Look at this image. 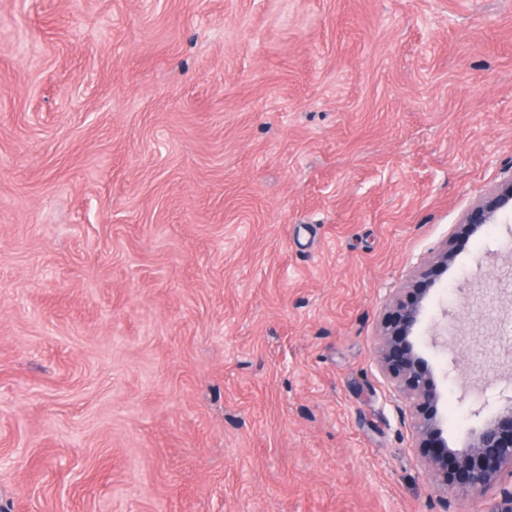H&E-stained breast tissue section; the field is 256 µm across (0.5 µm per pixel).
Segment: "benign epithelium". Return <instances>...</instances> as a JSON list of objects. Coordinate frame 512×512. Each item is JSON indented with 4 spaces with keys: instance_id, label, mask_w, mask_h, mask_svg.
Returning a JSON list of instances; mask_svg holds the SVG:
<instances>
[{
    "instance_id": "7a95c632",
    "label": "benign epithelium",
    "mask_w": 512,
    "mask_h": 512,
    "mask_svg": "<svg viewBox=\"0 0 512 512\" xmlns=\"http://www.w3.org/2000/svg\"><path fill=\"white\" fill-rule=\"evenodd\" d=\"M500 221H512V180L499 185L487 200L469 212L467 226L476 232L486 224ZM452 256L453 252L446 249L436 261L425 264L410 294L396 303L381 336L380 369L415 413L420 435L418 447L440 477V489H455L474 497L495 489L499 491V500L491 512H512V487L502 485L503 474L512 478V394L505 395L506 387L497 397L489 396L485 389L475 398L463 394L460 402L467 406L477 424L461 438L459 447L451 448L437 418L441 393L419 352L421 337L417 333L423 302L429 285L448 268Z\"/></svg>"
}]
</instances>
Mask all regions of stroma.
<instances>
[{
    "instance_id": "35a3bbf8",
    "label": "stroma",
    "mask_w": 512,
    "mask_h": 512,
    "mask_svg": "<svg viewBox=\"0 0 512 512\" xmlns=\"http://www.w3.org/2000/svg\"><path fill=\"white\" fill-rule=\"evenodd\" d=\"M512 179V0H0V512H490L439 490ZM512 220V179L499 185L487 200L475 206L468 214L467 226L477 232L484 224L511 223ZM502 221V222H498ZM453 252L448 245L439 258L425 264L409 295L396 303L392 317L381 336L379 356L381 372L391 380L409 402L415 413L416 428L420 435L417 448L440 477L438 486L448 493L456 489L465 496L482 497L496 489L499 500L491 512H512V383L490 397L488 387L476 398L468 392L460 397L471 417L477 420L461 438L457 447L449 448L443 437L441 422L437 418V404L441 393L431 376L428 364L419 352L421 336H417L423 302L441 271L448 268ZM497 405V398H504ZM426 448V450H424ZM455 459H454V457ZM508 469L510 488L502 486Z\"/></svg>"
}]
</instances>
